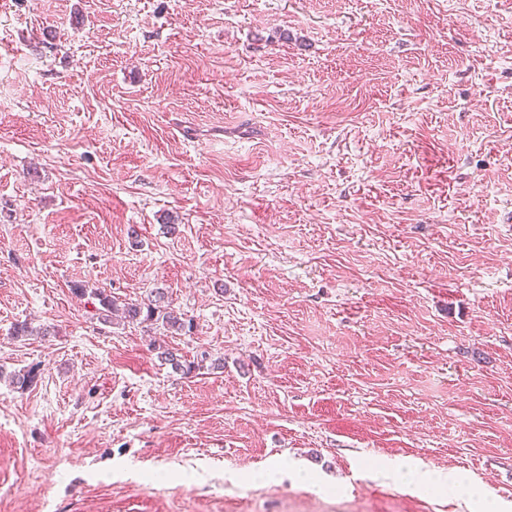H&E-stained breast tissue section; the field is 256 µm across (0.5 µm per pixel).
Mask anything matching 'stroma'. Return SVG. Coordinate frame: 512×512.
I'll return each instance as SVG.
<instances>
[{"label": "stroma", "instance_id": "1", "mask_svg": "<svg viewBox=\"0 0 512 512\" xmlns=\"http://www.w3.org/2000/svg\"><path fill=\"white\" fill-rule=\"evenodd\" d=\"M499 499L512 0H0V512ZM91 296L98 300L101 308H96L98 318L104 323L112 324L113 320H119L127 323L139 321H161L163 327L174 332L183 331L186 328V322L176 313L169 304H165V292L160 288H156L151 292V299L145 302H119L118 299L108 295L105 289L91 288ZM154 293V295H153ZM144 309L146 312L144 314ZM143 316V318H141ZM115 318V319H114ZM403 468H406V475L409 477L408 485H413L417 488L428 487L429 485L438 484H451L452 486L459 485L455 475L451 472L441 473L428 468L421 461L413 463H397L394 469L397 474H401Z\"/></svg>", "mask_w": 512, "mask_h": 512}]
</instances>
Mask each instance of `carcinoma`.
Instances as JSON below:
<instances>
[{
    "mask_svg": "<svg viewBox=\"0 0 512 512\" xmlns=\"http://www.w3.org/2000/svg\"><path fill=\"white\" fill-rule=\"evenodd\" d=\"M73 291L81 295L89 293L97 299L100 305L98 318L105 323H110L115 319L127 323L155 321L175 332L183 331L186 328L183 317L165 304V292L160 288L155 289L154 295L146 303L121 302L108 295L102 288L89 290L80 285L73 288Z\"/></svg>",
    "mask_w": 512,
    "mask_h": 512,
    "instance_id": "carcinoma-1",
    "label": "carcinoma"
}]
</instances>
